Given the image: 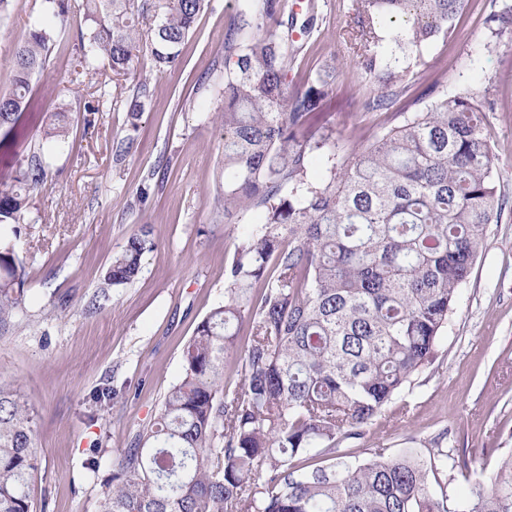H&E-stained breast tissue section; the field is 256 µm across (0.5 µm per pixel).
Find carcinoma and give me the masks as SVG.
<instances>
[{"label":"carcinoma","instance_id":"obj_1","mask_svg":"<svg viewBox=\"0 0 512 512\" xmlns=\"http://www.w3.org/2000/svg\"><path fill=\"white\" fill-rule=\"evenodd\" d=\"M14 49L10 89L0 93V129L11 130L46 67L59 27L81 16L77 61L105 60L124 76L147 58L164 73L212 0H41ZM471 0H354L345 29L370 88L364 107L390 113L371 143L345 150L311 116L336 91L325 64L288 90L306 19L285 0H243L224 34V219L257 213L224 269V302L185 345L182 376L159 420L113 462L100 512H512V459L490 486L448 495V452L352 460L336 445L411 386L435 356L483 248L506 205L486 130L491 89L437 96L417 112L392 111L412 86L413 66L455 31ZM152 18L148 28L142 20ZM273 20L281 33L266 30ZM512 31V4L488 19ZM65 109L0 190V225H13L46 177L44 143L66 135ZM322 158L325 175L308 171ZM155 246L130 236L112 257L104 287L133 281ZM26 272L15 245L0 240V326L22 305ZM247 331L249 341L238 347ZM241 381L224 382V359ZM36 413L22 388L0 383V512H33ZM434 478L439 492L429 486Z\"/></svg>","mask_w":512,"mask_h":512}]
</instances>
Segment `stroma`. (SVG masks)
I'll return each mask as SVG.
<instances>
[{"mask_svg":"<svg viewBox=\"0 0 512 512\" xmlns=\"http://www.w3.org/2000/svg\"><path fill=\"white\" fill-rule=\"evenodd\" d=\"M502 0H477L438 44L437 60L418 67L416 84L395 105L415 112L434 96L488 86L487 115L498 159L497 184L508 204L488 228L437 359L412 390L396 398L346 453L367 459L376 449L395 457L448 451L459 465L449 488L490 484L512 455V41L490 39L486 17ZM182 46L180 62L155 76L140 69L121 82L95 116L112 72L73 73L78 17L67 22L63 47L32 82L30 106L0 143V190L11 187L51 111L67 105L65 146L49 157L47 177L20 223L17 246L27 274L24 302L0 328V382L20 385L37 412L33 512H99L116 454L157 422L167 391L181 375L182 353L197 326L224 300V267L247 230L216 208L224 142L215 123L224 79V34L238 0H212ZM353 0H315L317 23L288 71V84L306 83L326 61L341 71L336 91L314 122L331 127L345 147L382 132L387 114L364 109L368 88L343 41ZM40 0H13L0 21V91L9 88L16 45ZM150 94L137 122L128 102L140 79ZM132 137L116 158L117 140ZM148 229L156 243L137 278L103 288V274L129 236ZM112 387L109 404L92 407L98 388ZM97 467H88L89 457Z\"/></svg>","mask_w":512,"mask_h":512,"instance_id":"35a3bbf8","label":"stroma"}]
</instances>
